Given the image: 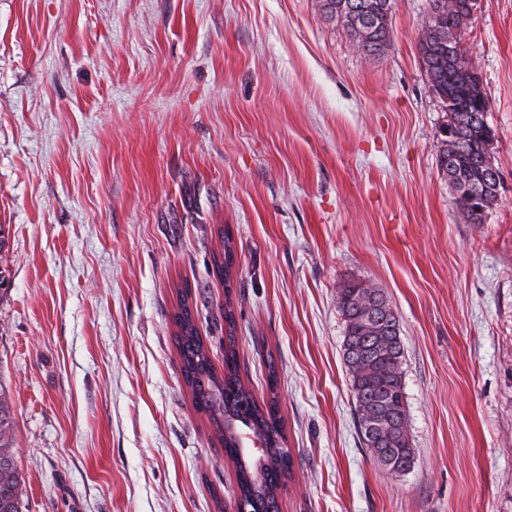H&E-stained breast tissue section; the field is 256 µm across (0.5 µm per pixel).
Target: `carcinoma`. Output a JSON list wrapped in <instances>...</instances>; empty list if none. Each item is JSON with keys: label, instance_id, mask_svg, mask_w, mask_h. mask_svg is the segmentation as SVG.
<instances>
[{"label": "carcinoma", "instance_id": "1", "mask_svg": "<svg viewBox=\"0 0 512 512\" xmlns=\"http://www.w3.org/2000/svg\"><path fill=\"white\" fill-rule=\"evenodd\" d=\"M395 0H319L322 13L348 31L355 46L368 54H379L390 45ZM471 17L469 0H430V13L424 22L419 52L430 87L437 95L450 100L448 126L455 137L439 142V165L448 174V187L461 192L475 188L482 195L481 207L491 209L498 201L495 175L483 161L485 136L484 112L479 100L485 97L480 75L471 74L464 49ZM224 235V251L213 257V269L230 289L231 270L235 265L232 233ZM364 293L363 282L350 280L339 292L338 307L345 323L344 359L352 373L357 426L366 446L374 447L373 458L389 457L384 468L400 473L414 462L407 424L404 382L400 368L403 348L399 321L393 312H383L387 302L381 290L372 289L373 306L379 320L365 321L358 307ZM177 327L176 344L180 356L183 380L190 390L197 411L203 413L224 445V452L233 461L237 472L239 497L278 508L282 479L290 472L292 459L285 448V437L275 389V367L268 372L270 397L258 403L242 385L238 369L234 332L236 319L231 301L225 302L224 372L215 370L207 345L199 335L189 304V292L179 297L173 315ZM240 418L238 430H247L264 444V458L254 459L239 453L234 432H224V417ZM378 418L391 422L374 437H369L366 425ZM14 419L8 406L7 394L0 386V512H22L21 489L12 435Z\"/></svg>", "mask_w": 512, "mask_h": 512}]
</instances>
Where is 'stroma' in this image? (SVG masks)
<instances>
[{
	"label": "stroma",
	"mask_w": 512,
	"mask_h": 512,
	"mask_svg": "<svg viewBox=\"0 0 512 512\" xmlns=\"http://www.w3.org/2000/svg\"><path fill=\"white\" fill-rule=\"evenodd\" d=\"M428 14L396 0L370 55L318 0H0V385L24 512H236L180 371L184 288L215 368L228 304L245 388L276 366L280 512H512V0H477L466 34L500 181L478 224L438 165ZM352 279L399 320L401 475L358 432ZM224 235V251L213 256V269L217 276L224 280V285H231V270L235 265L234 250L232 245V233L230 230H222Z\"/></svg>",
	"instance_id": "stroma-1"
}]
</instances>
